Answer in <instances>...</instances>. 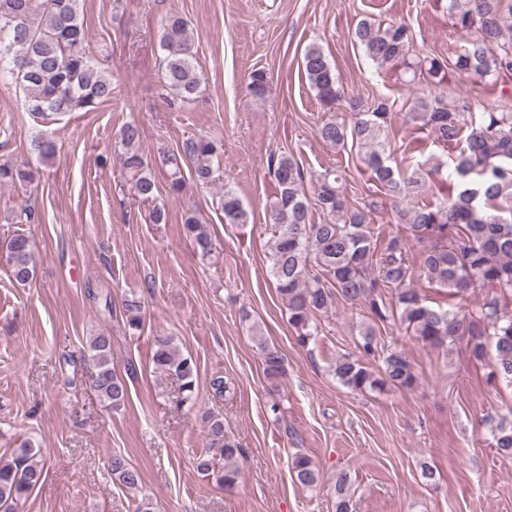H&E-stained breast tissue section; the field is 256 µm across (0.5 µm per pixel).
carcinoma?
Returning a JSON list of instances; mask_svg holds the SVG:
<instances>
[{
	"mask_svg": "<svg viewBox=\"0 0 512 512\" xmlns=\"http://www.w3.org/2000/svg\"><path fill=\"white\" fill-rule=\"evenodd\" d=\"M82 0H0V82L10 78L23 93V108L44 119L69 112H92L112 99V81L89 55L82 16ZM512 15V0H448V15L460 37L471 32L478 38L467 41L457 55L454 69L464 74L496 75L512 71V42L504 39L506 17ZM355 41L378 68L400 66L439 86L446 80L447 62L425 56L409 60L412 35L402 22L381 23L360 20ZM163 87L177 99L192 100L199 93L201 76L196 67L195 43L184 20L169 16L161 30ZM303 70L310 87L326 106L343 96L340 76L324 50L313 43L303 55ZM267 74L258 69L248 84L254 96L267 88ZM393 105L379 97L369 103L352 104V123L329 118L317 133L330 146L344 150L359 148L360 162L371 180L395 204L413 203L397 210L398 223L408 226L411 239L399 235L379 238L370 227L368 212L346 205L343 187L333 171L326 170L310 180L315 206L325 221L310 222L307 177L298 163L278 156L270 170L276 195L267 209L273 228L270 275L288 305V323L302 346L316 340V317L332 308L336 298L369 307L374 320L384 322L397 315L424 343L452 347L466 343L476 362L491 359L490 377L512 385V311L505 300L512 294V110L485 108L480 119L467 120L468 105L450 108L428 92L412 105L413 120L428 130L433 140L444 145H461L448 174L446 193L436 202L414 201L425 184L439 173V164L428 158L402 166L391 158L389 130ZM142 132L136 123L125 124L119 134L118 150L112 164L134 180L138 197H154L157 184L139 144ZM32 150L41 161L55 157L56 145L49 137L33 141ZM184 155L196 160L195 180L207 185L212 180L213 140L190 138ZM181 155L158 152L155 165L168 171L170 189L181 187ZM32 173L10 162L0 163V185L25 183ZM227 224L249 223V212L237 194L224 188L221 199ZM186 230L201 256L212 253L207 226L189 214ZM417 247L419 266L410 263L409 242ZM5 259L11 278L29 283L35 275L32 245L27 236L14 235L6 245ZM429 283L447 289L458 299L444 309L425 304L410 283L415 272ZM484 288L487 294L478 309L463 304L469 290ZM391 301H386V295ZM123 312L130 329L138 331L144 322L143 303L130 294L123 300ZM360 351L377 362L370 365L352 354L336 360L334 375L340 384L356 393H383L389 389H410L417 383L411 362L400 352L388 350L368 328L361 333ZM95 371L90 386L113 410L128 399L126 378L112 367L111 339L96 335L88 342ZM264 373L271 379L284 371V357L275 345L259 343ZM153 363L157 371L181 382L178 405L192 403L197 366L182 355L169 336L155 340ZM207 447L213 454H201L196 468L212 473L216 482L233 489L241 477L234 461L242 448L224 434V418L211 410L201 413ZM491 447L497 455L512 458V420L501 419L489 429ZM46 450L25 439L0 456V512H18L43 480ZM112 476L131 490L142 483L140 471L128 459L115 454L110 461ZM293 480L303 487L318 483L312 459L303 454L291 461ZM336 512H350L349 475L336 473Z\"/></svg>",
	"mask_w": 512,
	"mask_h": 512,
	"instance_id": "carcinoma-1",
	"label": "carcinoma"
}]
</instances>
